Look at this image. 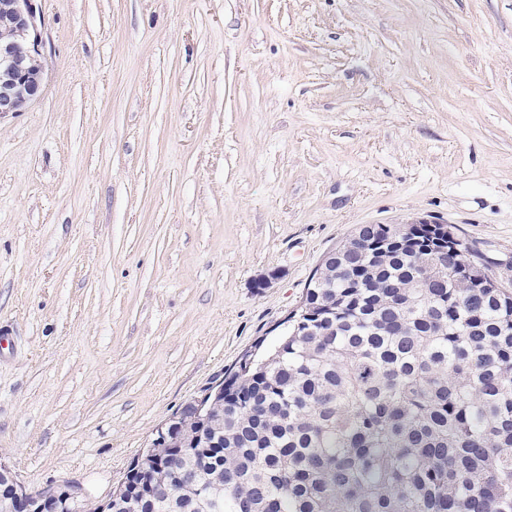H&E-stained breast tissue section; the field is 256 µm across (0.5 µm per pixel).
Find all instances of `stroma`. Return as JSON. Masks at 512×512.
Returning a JSON list of instances; mask_svg holds the SVG:
<instances>
[{"mask_svg":"<svg viewBox=\"0 0 512 512\" xmlns=\"http://www.w3.org/2000/svg\"><path fill=\"white\" fill-rule=\"evenodd\" d=\"M0 116V462L107 497L361 224L512 280V0H35ZM33 2L0 1V116L22 111L42 91V40Z\"/></svg>","mask_w":512,"mask_h":512,"instance_id":"stroma-1","label":"stroma"}]
</instances>
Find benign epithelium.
<instances>
[{
  "label": "benign epithelium",
  "instance_id": "obj_1",
  "mask_svg": "<svg viewBox=\"0 0 512 512\" xmlns=\"http://www.w3.org/2000/svg\"><path fill=\"white\" fill-rule=\"evenodd\" d=\"M41 43L34 0H0V116L22 111L41 94ZM10 488L11 512H29V499L38 496L49 503L57 485L37 493L17 481Z\"/></svg>",
  "mask_w": 512,
  "mask_h": 512
}]
</instances>
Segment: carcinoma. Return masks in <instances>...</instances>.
<instances>
[{
    "mask_svg": "<svg viewBox=\"0 0 512 512\" xmlns=\"http://www.w3.org/2000/svg\"><path fill=\"white\" fill-rule=\"evenodd\" d=\"M274 350L56 512H512V289L426 224H361Z\"/></svg>",
    "mask_w": 512,
    "mask_h": 512,
    "instance_id": "1",
    "label": "carcinoma"
}]
</instances>
